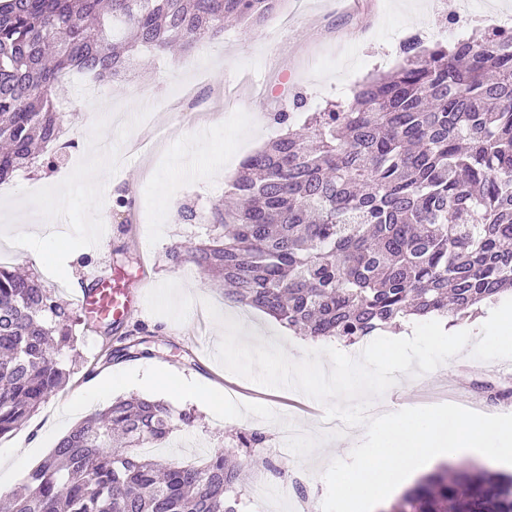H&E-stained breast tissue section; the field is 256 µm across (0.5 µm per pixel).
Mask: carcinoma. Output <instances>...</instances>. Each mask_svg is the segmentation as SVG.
Listing matches in <instances>:
<instances>
[{
	"label": "carcinoma",
	"mask_w": 512,
	"mask_h": 512,
	"mask_svg": "<svg viewBox=\"0 0 512 512\" xmlns=\"http://www.w3.org/2000/svg\"><path fill=\"white\" fill-rule=\"evenodd\" d=\"M281 0H0V184L59 140L57 90L111 81L139 48L165 53L261 27ZM391 73L248 156L214 233L172 258L224 297L288 330L348 344L411 316L465 317L512 293V29L451 47L400 46ZM74 321L35 276L0 265V436L70 375ZM136 344L106 360L147 355ZM191 411L130 396L83 419L33 469L12 512H237L239 467L153 462L141 449L193 425ZM381 512H512V476L443 464Z\"/></svg>",
	"instance_id": "cac0c4a2"
}]
</instances>
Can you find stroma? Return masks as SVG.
Segmentation results:
<instances>
[{"label":"stroma","instance_id":"35a3bbf8","mask_svg":"<svg viewBox=\"0 0 512 512\" xmlns=\"http://www.w3.org/2000/svg\"><path fill=\"white\" fill-rule=\"evenodd\" d=\"M459 12L460 0H282L276 16L287 20L286 28L268 25L258 31L243 22L229 23L218 39L183 52L142 50L139 68L126 79L95 82L76 73L64 80L58 108L65 134L50 148L54 167L22 172L0 185V221H11L18 202L26 207L30 232L44 216L62 212V220L48 226L60 242L39 258L22 242H13L0 247V264L34 274L73 305L78 291L71 281H84L91 270L112 266L116 252L128 251L137 261L121 272L128 288L141 291L142 305L109 336L95 323L76 325L74 350L61 354L63 362L74 365L69 380L29 421L0 437V502L9 503L26 479L3 464L12 449L29 447L26 467L34 469L63 435L104 407L93 401L79 409L76 400L96 379L115 376L119 382L111 398L138 395L177 410H195V425L177 431L170 445L154 454L193 463L215 450L230 453L244 465L239 512H297L291 472L264 489L256 487L282 429L290 432L294 469L306 475L307 499L321 507L325 494L318 475L332 460L350 455L344 428L317 425L320 402L294 389L270 388L232 374L208 355L203 343L218 345L222 328L204 304L212 302L263 339L287 342L291 359L304 355L301 337L285 335L280 323L258 310L226 301L211 276L176 264L170 252L207 238L209 210L223 200L242 160L284 133L275 121L279 113H288L299 126L310 113L348 100L368 73L397 66L404 40L417 34L425 45L434 44L433 26L447 25ZM272 42L278 53L270 66L266 52ZM194 88L207 96L206 109L158 113L159 146L132 151L137 121L149 101L160 95L179 98ZM106 101L114 107L105 128L106 149L114 161L111 182L129 184L136 200L121 215L104 207L113 198L110 182H93L87 167L68 178L61 173L71 157L90 152L85 121L100 118ZM185 205L196 209L195 222L181 220L179 210ZM129 331L145 340L149 357L106 362L105 350L120 347ZM453 362L456 372L442 367L426 373L432 390L444 384L452 390L474 385L497 367L466 351ZM148 377L220 388L224 411L210 412L187 392L147 386ZM249 431L264 434V442L240 447L237 433Z\"/></svg>","mask_w":512,"mask_h":512}]
</instances>
